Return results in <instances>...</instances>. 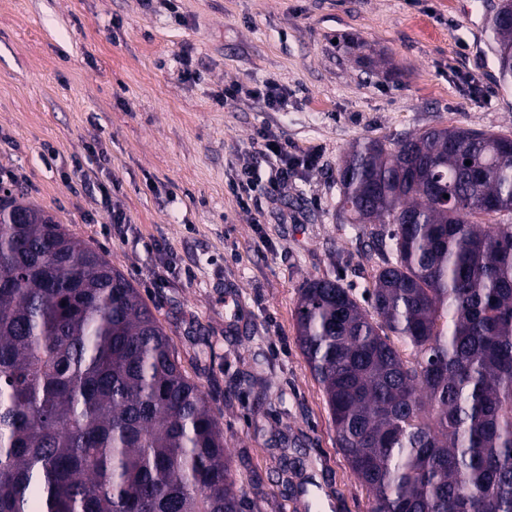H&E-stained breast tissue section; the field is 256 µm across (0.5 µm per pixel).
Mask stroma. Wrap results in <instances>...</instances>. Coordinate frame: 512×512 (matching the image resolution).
Returning <instances> with one entry per match:
<instances>
[{
	"mask_svg": "<svg viewBox=\"0 0 512 512\" xmlns=\"http://www.w3.org/2000/svg\"><path fill=\"white\" fill-rule=\"evenodd\" d=\"M500 2L0 0V172L138 288L208 393L253 512H371L297 341L300 290L330 279L360 301L383 264L371 225L336 214L355 141L512 135L486 29ZM270 79L282 110L224 98ZM261 130L318 159L257 213L232 185ZM283 448L300 461L290 486Z\"/></svg>",
	"mask_w": 512,
	"mask_h": 512,
	"instance_id": "1",
	"label": "stroma"
}]
</instances>
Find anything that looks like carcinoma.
<instances>
[{"label":"carcinoma","instance_id":"cac0c4a2","mask_svg":"<svg viewBox=\"0 0 512 512\" xmlns=\"http://www.w3.org/2000/svg\"><path fill=\"white\" fill-rule=\"evenodd\" d=\"M489 20L512 79V0ZM471 164H465V161ZM339 215L395 260L363 307L302 288L297 339L372 512H512V136L358 142ZM449 198H444V195ZM396 337L408 348L401 352ZM224 429L138 289L0 196V512H247Z\"/></svg>","mask_w":512,"mask_h":512}]
</instances>
